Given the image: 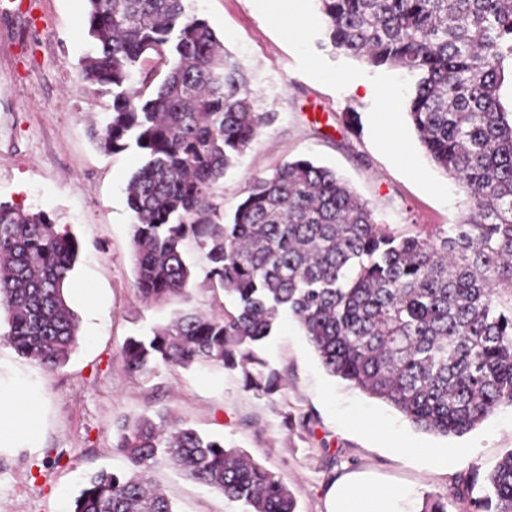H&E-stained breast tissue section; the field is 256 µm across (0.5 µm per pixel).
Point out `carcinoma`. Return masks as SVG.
Masks as SVG:
<instances>
[{
  "instance_id": "obj_1",
  "label": "carcinoma",
  "mask_w": 512,
  "mask_h": 512,
  "mask_svg": "<svg viewBox=\"0 0 512 512\" xmlns=\"http://www.w3.org/2000/svg\"><path fill=\"white\" fill-rule=\"evenodd\" d=\"M333 49L413 77L407 114L430 159L465 190L468 217L427 235L396 234L336 172L308 158L252 178L229 222L218 189L268 112L209 22L187 0H87L82 82L112 96L90 128L106 154L135 150L126 188L134 287L149 304L188 297L183 248L205 254L204 278L237 312H178L129 336L126 372L242 369L273 395L252 345L283 313L326 371L398 410L418 429L462 436L512 406V0H318ZM77 240L43 211L0 203V310L16 352L55 372L79 320L66 288ZM118 472L91 474L73 512H176L149 472L164 460L244 512H296L282 478L200 434L170 411L125 418ZM480 512H512V450L486 478Z\"/></svg>"
}]
</instances>
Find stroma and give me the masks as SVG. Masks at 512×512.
Instances as JSON below:
<instances>
[{
  "mask_svg": "<svg viewBox=\"0 0 512 512\" xmlns=\"http://www.w3.org/2000/svg\"><path fill=\"white\" fill-rule=\"evenodd\" d=\"M190 3L244 70L255 111L274 116L224 175L225 215L254 176L307 156L335 169L377 223L392 230L416 233L460 221L463 191L426 156L407 116L412 79L405 71L326 47L317 0H304L303 21L292 27L271 20L264 0ZM86 6V0H0V202L48 213L80 245L66 293L79 340L64 368L49 372L18 355L0 313V387L34 393L43 420L35 438L0 447V512H72L90 474L126 465L112 448L116 418L162 408L281 476L297 512H326L334 480L364 471L406 491L402 512H421L430 494L447 495L448 512H474L487 476L512 449V407L460 437L418 430L329 375L290 318L257 349L281 378L273 397L245 390L240 372L207 366L164 368L149 379L126 374L120 352L127 336L149 332L183 309L211 313L234 305L211 290L202 274L205 255L192 244L186 258L196 276L188 298L148 305L135 292L125 187L139 160L132 151L104 155L90 139V125L110 98L78 81V61L90 48L82 26ZM82 286L93 289V302L79 294ZM393 433L459 461L440 469L427 458L399 456L388 440ZM468 475L475 478L469 496L453 497ZM151 478L178 512H243L166 463Z\"/></svg>",
  "mask_w": 512,
  "mask_h": 512,
  "instance_id": "stroma-1",
  "label": "stroma"
}]
</instances>
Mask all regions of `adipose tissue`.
<instances>
[{"instance_id":"adipose-tissue-1","label":"adipose tissue","mask_w":512,"mask_h":512,"mask_svg":"<svg viewBox=\"0 0 512 512\" xmlns=\"http://www.w3.org/2000/svg\"><path fill=\"white\" fill-rule=\"evenodd\" d=\"M34 401L23 392L0 393V447L18 440L21 434L38 429ZM327 512H398L400 492L393 486L363 474H349L329 490Z\"/></svg>"}]
</instances>
